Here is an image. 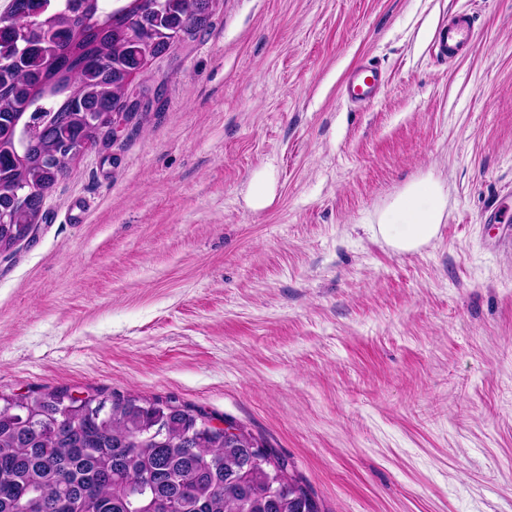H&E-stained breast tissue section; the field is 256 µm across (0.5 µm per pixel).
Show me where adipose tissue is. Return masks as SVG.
Instances as JSON below:
<instances>
[{
    "label": "adipose tissue",
    "instance_id": "obj_1",
    "mask_svg": "<svg viewBox=\"0 0 512 512\" xmlns=\"http://www.w3.org/2000/svg\"><path fill=\"white\" fill-rule=\"evenodd\" d=\"M447 207L448 195L440 181L414 182L379 213L372 230L395 251L415 252L436 238Z\"/></svg>",
    "mask_w": 512,
    "mask_h": 512
}]
</instances>
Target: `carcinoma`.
<instances>
[{"label":"carcinoma","instance_id":"cac0c4a2","mask_svg":"<svg viewBox=\"0 0 512 512\" xmlns=\"http://www.w3.org/2000/svg\"><path fill=\"white\" fill-rule=\"evenodd\" d=\"M218 0H11L0 15V253L25 241L72 161L154 58ZM41 11L49 23L28 29ZM24 56L17 70L12 61ZM0 512H321L244 427L173 401L66 389L0 396Z\"/></svg>","mask_w":512,"mask_h":512}]
</instances>
